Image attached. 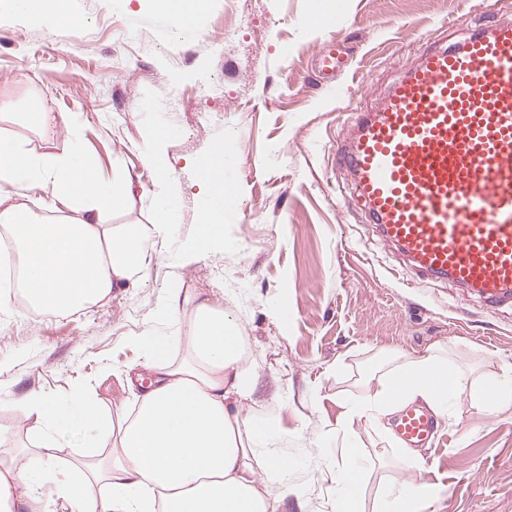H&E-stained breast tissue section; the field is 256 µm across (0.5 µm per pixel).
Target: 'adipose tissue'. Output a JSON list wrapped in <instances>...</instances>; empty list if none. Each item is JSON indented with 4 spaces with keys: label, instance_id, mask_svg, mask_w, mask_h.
Masks as SVG:
<instances>
[{
    "label": "adipose tissue",
    "instance_id": "adipose-tissue-1",
    "mask_svg": "<svg viewBox=\"0 0 512 512\" xmlns=\"http://www.w3.org/2000/svg\"><path fill=\"white\" fill-rule=\"evenodd\" d=\"M2 14L17 19L37 15L55 35L83 24L69 11L68 0H0ZM232 148L231 140L217 142L197 162L206 197L190 256L224 244V221L235 209V196L224 183V162ZM144 163L154 176L152 226L122 224L109 232L103 217L126 207L129 174L99 176L76 138L57 154L36 153L0 135V229L11 239L10 260L20 268L22 288L42 312L89 306L112 289L132 284L155 239L167 237L175 206L174 174L159 151L146 153ZM32 189L49 199L42 212L25 202ZM163 314L177 324L184 355L174 360L169 337L154 328L135 338L150 375L131 418L108 420L79 392L66 399L42 393L23 399L25 411L41 421L45 450L34 460L25 456L0 463V512H14L17 500L33 494L48 474L58 498L77 512H281L285 496L298 495L289 482L294 461L266 449L282 434L279 421L263 418L249 430L240 427L254 379L242 364L244 338L237 320L209 300L181 296L176 288ZM465 388L477 411L512 409V360H502L497 373L474 379L449 360L447 350L434 348L403 357L366 394L346 399L344 418L336 425L345 446L336 466L335 512H361L364 453L354 421L365 418L379 425L411 403L444 418ZM77 426L89 455L74 469L53 470L51 448ZM105 433L114 443L100 458L92 450ZM101 481L109 485L110 495L89 494L88 486ZM270 483L281 487V495L267 492ZM440 495L415 481H399L383 488L373 512H423Z\"/></svg>",
    "mask_w": 512,
    "mask_h": 512
}]
</instances>
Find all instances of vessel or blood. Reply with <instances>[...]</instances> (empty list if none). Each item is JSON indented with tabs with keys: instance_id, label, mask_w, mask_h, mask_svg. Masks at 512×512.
I'll return each mask as SVG.
<instances>
[{
	"instance_id": "obj_1",
	"label": "vessel or blood",
	"mask_w": 512,
	"mask_h": 512,
	"mask_svg": "<svg viewBox=\"0 0 512 512\" xmlns=\"http://www.w3.org/2000/svg\"><path fill=\"white\" fill-rule=\"evenodd\" d=\"M315 58L331 77L348 66L332 44ZM336 156L380 240L417 280L449 281L490 309L512 306L511 19L424 48L380 107L356 113ZM434 423L408 406L396 431L419 448Z\"/></svg>"
}]
</instances>
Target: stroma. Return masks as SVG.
<instances>
[{
    "label": "stroma",
    "instance_id": "stroma-1",
    "mask_svg": "<svg viewBox=\"0 0 512 512\" xmlns=\"http://www.w3.org/2000/svg\"><path fill=\"white\" fill-rule=\"evenodd\" d=\"M83 25L58 38L36 18L0 19V134L38 153H59L79 138L112 177H134L126 209L106 228L153 221V175L143 163L148 133L173 129L162 146L175 174L169 237L134 288L50 315L10 300L0 307V459L33 448L36 416L19 404L31 391L56 398L84 392L94 409L124 416L128 383L148 376L132 340L148 327L174 335L157 310L171 287L224 307L240 325L257 377L245 421L277 418L273 447L294 459L301 497L286 512H333L330 488L343 401L363 395L383 355L446 347L454 363L488 374L512 359V308L492 312L448 282L407 287L401 260L384 245L351 197L334 160L356 111L380 99L427 45L441 44L449 22L496 15L512 19V0H204L200 33L186 40L154 14L149 0H69ZM224 43L223 57L207 46ZM340 44L349 66L335 78L317 72L315 50ZM37 106L67 117L50 130L19 113ZM236 151L224 181L241 203L224 223L229 246L176 264L194 239L204 188L195 168L225 133ZM287 300L280 322L273 305ZM366 460V493L404 479L387 437L356 421ZM420 478L445 485L438 512H512V410L485 414L461 391Z\"/></svg>",
    "mask_w": 512,
    "mask_h": 512
}]
</instances>
